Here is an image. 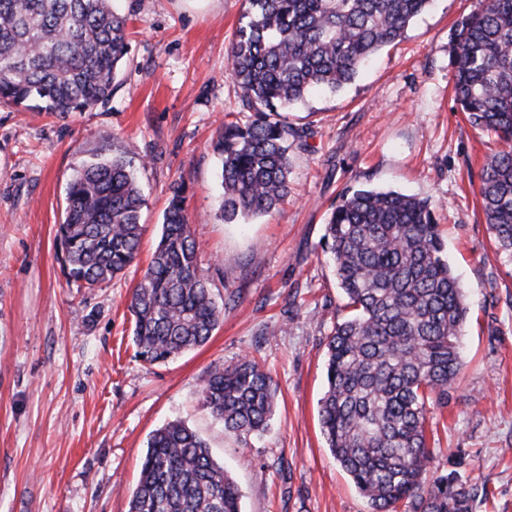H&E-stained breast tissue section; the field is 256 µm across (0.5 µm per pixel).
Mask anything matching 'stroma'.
<instances>
[{"label":"stroma","mask_w":512,"mask_h":512,"mask_svg":"<svg viewBox=\"0 0 512 512\" xmlns=\"http://www.w3.org/2000/svg\"><path fill=\"white\" fill-rule=\"evenodd\" d=\"M476 0H433L349 84L288 114L307 133L293 192L272 214L225 223L212 142L238 90L228 49L244 0H115L129 54L108 102L84 112L0 104V512H128L147 441L179 419L242 491V512H372L322 434L327 338L346 299L322 253L349 187L436 204L466 291L464 366L447 403L427 402L436 474L476 490L473 512H512V257L479 209L485 155L501 149L452 96L449 42ZM130 151L146 203L136 261L112 281H66L56 229L70 176L93 155ZM183 186L224 317L209 341L165 363L135 355L128 309ZM247 356L278 384L267 432L241 446L203 408L201 379Z\"/></svg>","instance_id":"35a3bbf8"}]
</instances>
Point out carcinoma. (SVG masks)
<instances>
[{
	"label": "carcinoma",
	"mask_w": 512,
	"mask_h": 512,
	"mask_svg": "<svg viewBox=\"0 0 512 512\" xmlns=\"http://www.w3.org/2000/svg\"><path fill=\"white\" fill-rule=\"evenodd\" d=\"M229 59L246 119L214 142L225 223L288 201L291 152L306 133L285 113L309 93L352 82L395 44L432 0H245ZM128 18L113 0H0V103L83 112L112 94L128 52ZM454 103L503 147L486 156L479 196L496 249L512 255V0H477L450 40ZM56 239L69 283L93 288L137 258L144 203L133 158L98 155L66 187ZM325 253L352 315L327 341L321 432L373 512H473L474 489L454 471L430 475L426 401H448L463 367L468 308L448 265L434 204L397 191L350 188L332 208ZM136 356L166 362L204 345L224 308L199 267L182 189L128 305ZM277 384L247 358L209 370L201 398L242 443L265 431ZM234 479L182 421L147 443L129 512H241Z\"/></svg>",
	"instance_id": "obj_1"
}]
</instances>
